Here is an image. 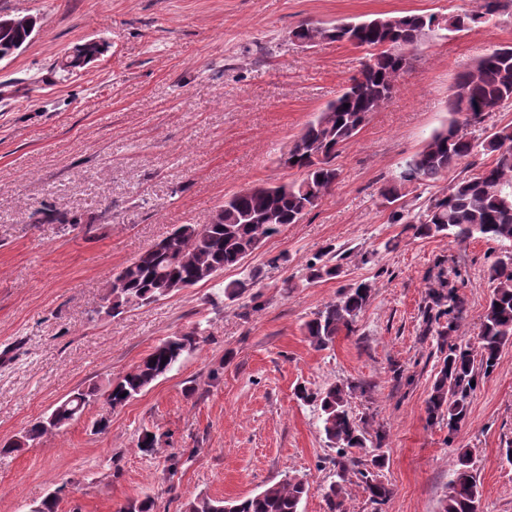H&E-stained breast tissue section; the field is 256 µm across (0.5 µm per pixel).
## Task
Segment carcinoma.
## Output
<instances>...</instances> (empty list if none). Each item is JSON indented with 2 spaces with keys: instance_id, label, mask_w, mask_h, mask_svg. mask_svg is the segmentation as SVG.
Wrapping results in <instances>:
<instances>
[{
  "instance_id": "cac0c4a2",
  "label": "carcinoma",
  "mask_w": 512,
  "mask_h": 512,
  "mask_svg": "<svg viewBox=\"0 0 512 512\" xmlns=\"http://www.w3.org/2000/svg\"><path fill=\"white\" fill-rule=\"evenodd\" d=\"M512 8V0H476L473 9L448 15L431 13L376 17L366 21H340L330 27L303 23L291 31L294 41L313 46L322 40L349 44L365 51L357 75L319 112L315 113L284 152L279 163L303 171L292 183L254 184L224 200L204 224H183L151 245L134 260L112 273L107 281V303L95 310L117 316L131 307L150 305L182 288L207 282L236 267L261 248L264 241L286 224H295L316 208L338 181L336 158L391 96L394 81L411 60L409 52L434 33L444 39L480 23H488ZM34 17L12 16L0 27V61L16 54L33 35ZM103 44L92 39L77 46L58 64V73L69 75L84 68L101 54ZM460 93L448 98L449 121L435 130L421 148L400 167L394 180L379 194L392 205L411 185H428L460 163L478 155L491 156L478 172L457 179L442 197H430L416 214L403 209L391 212L393 224H404L420 238L452 237L465 243L479 237L495 243H512V124L484 127L492 113L512 103V45L498 46L462 71L456 81ZM349 107H344V104ZM336 249L327 246L305 264L309 282L339 276ZM259 273L224 284V297L241 298ZM493 292L480 316L478 351L459 341L465 305L457 286L440 269L428 287L423 308L424 334L436 337L439 370L426 402L427 418L446 422L453 436L467 416L478 374L493 372L500 353L512 344V249H503L489 268ZM372 286L349 285L336 300L314 313L305 323L313 346L325 350L341 332L351 333L362 309L369 302ZM203 330L198 327L171 336L155 345L134 368L108 383L105 401L116 410L169 373L186 354L198 349ZM351 387L332 383L319 390L300 387L296 397L320 411L322 432L337 449L336 480L325 491L329 512H347L346 502L361 491L371 503L382 505L391 489L380 475L385 457V432L375 431L368 443L366 423L354 417L349 407ZM98 395L95 387L79 389L57 405L51 415L34 424L25 435L33 441L51 429L78 419ZM364 451L366 459L351 456V449ZM309 482L297 474L266 487L259 493L231 501L197 498L185 512H300ZM481 486L468 450L457 452L442 502V512H478Z\"/></svg>"
}]
</instances>
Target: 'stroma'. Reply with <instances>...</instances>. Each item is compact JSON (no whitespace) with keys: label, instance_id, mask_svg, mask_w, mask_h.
<instances>
[{"label":"stroma","instance_id":"stroma-1","mask_svg":"<svg viewBox=\"0 0 512 512\" xmlns=\"http://www.w3.org/2000/svg\"><path fill=\"white\" fill-rule=\"evenodd\" d=\"M474 0H0V12L37 17L33 40L0 61V445L23 435L80 387H106L162 339L202 326L205 340L126 406L96 399L39 441L0 452V512H30L48 495L57 512H119L152 499L184 512L199 497L234 500L286 474L304 476L301 512H328L336 451L297 385L364 384L350 408L386 433L382 507L354 494L350 512H441L458 449L482 488L479 512H512V344L480 377L465 423L449 434L425 412L440 354L420 334L438 261L462 277L461 339L473 345L501 244L416 238L390 221L379 188L443 123L458 75L512 43V12L449 39L429 36L391 98L370 113L336 164L319 206L281 228L242 268L261 278L254 297L225 298L202 282L117 317L98 314L112 271L181 224H202L225 199L257 183L292 182L278 163L303 124L356 75L363 50L291 38L302 21L451 13ZM106 41L73 75L54 67L73 47ZM474 157L402 203L418 210L475 173ZM67 214L43 223L42 206ZM395 249H385L386 241ZM335 246L342 273L307 282L304 265ZM373 253L361 263L360 253ZM372 296L355 330L316 349L304 324L343 287ZM107 417L109 427L93 424ZM152 432L159 451H140Z\"/></svg>","mask_w":512,"mask_h":512}]
</instances>
